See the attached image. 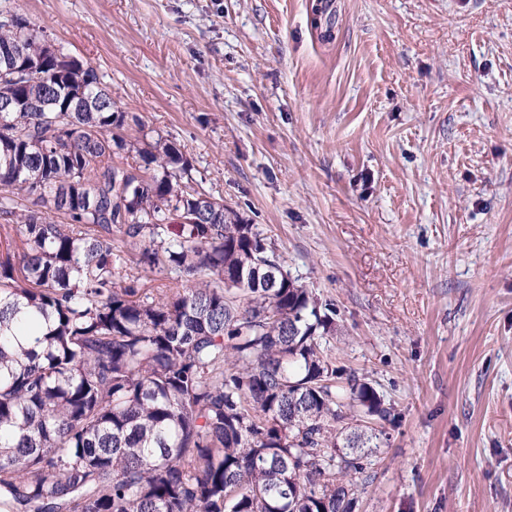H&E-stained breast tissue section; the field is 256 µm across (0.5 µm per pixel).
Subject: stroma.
Returning a JSON list of instances; mask_svg holds the SVG:
<instances>
[{
  "label": "stroma",
  "instance_id": "35a3bbf8",
  "mask_svg": "<svg viewBox=\"0 0 512 512\" xmlns=\"http://www.w3.org/2000/svg\"><path fill=\"white\" fill-rule=\"evenodd\" d=\"M333 304L355 512H512V0H0Z\"/></svg>",
  "mask_w": 512,
  "mask_h": 512
}]
</instances>
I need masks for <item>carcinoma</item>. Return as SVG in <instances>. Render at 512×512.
<instances>
[{
	"mask_svg": "<svg viewBox=\"0 0 512 512\" xmlns=\"http://www.w3.org/2000/svg\"><path fill=\"white\" fill-rule=\"evenodd\" d=\"M4 14L0 51L41 61L44 30ZM103 87L62 53L19 87L41 107L0 112V220L21 243L0 258V512H355L382 436L359 417L392 408L324 355L335 309L292 276L224 287L281 257L223 200L199 214L170 140L136 149L121 195L128 115ZM114 233L181 287L121 274ZM288 278V272L284 267L271 260L258 261L257 264L246 271H238L233 275V280L226 277L224 287L238 288L242 285H250L252 288H275L277 283Z\"/></svg>",
	"mask_w": 512,
	"mask_h": 512,
	"instance_id": "carcinoma-1",
	"label": "carcinoma"
}]
</instances>
